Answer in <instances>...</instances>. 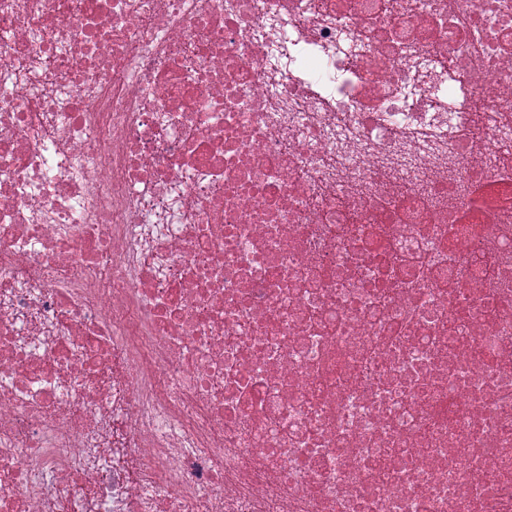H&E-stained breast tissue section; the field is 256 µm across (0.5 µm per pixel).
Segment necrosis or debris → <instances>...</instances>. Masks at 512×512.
I'll return each instance as SVG.
<instances>
[{
	"label": "necrosis or debris",
	"instance_id": "4bbe7bcc",
	"mask_svg": "<svg viewBox=\"0 0 512 512\" xmlns=\"http://www.w3.org/2000/svg\"><path fill=\"white\" fill-rule=\"evenodd\" d=\"M512 0H0V512H512Z\"/></svg>",
	"mask_w": 512,
	"mask_h": 512
}]
</instances>
